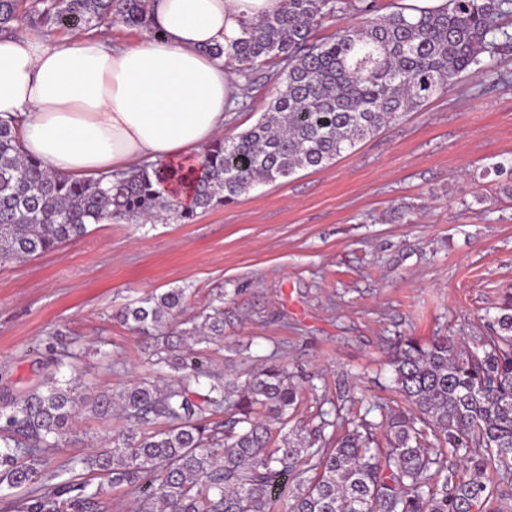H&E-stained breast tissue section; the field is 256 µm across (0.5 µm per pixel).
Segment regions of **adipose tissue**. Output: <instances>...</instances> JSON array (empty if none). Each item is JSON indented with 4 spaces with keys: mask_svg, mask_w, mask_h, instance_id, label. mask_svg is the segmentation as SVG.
Masks as SVG:
<instances>
[{
    "mask_svg": "<svg viewBox=\"0 0 512 512\" xmlns=\"http://www.w3.org/2000/svg\"><path fill=\"white\" fill-rule=\"evenodd\" d=\"M281 0H156L157 34L113 48L74 34L0 39V117L20 121V149L63 175L100 176L143 164L166 168L169 198L190 204L203 148L223 135L242 90L223 60L246 21Z\"/></svg>",
    "mask_w": 512,
    "mask_h": 512,
    "instance_id": "adipose-tissue-1",
    "label": "adipose tissue"
}]
</instances>
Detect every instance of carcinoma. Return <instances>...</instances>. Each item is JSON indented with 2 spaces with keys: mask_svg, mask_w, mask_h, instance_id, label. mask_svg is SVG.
<instances>
[{
  "mask_svg": "<svg viewBox=\"0 0 512 512\" xmlns=\"http://www.w3.org/2000/svg\"><path fill=\"white\" fill-rule=\"evenodd\" d=\"M151 0H0V34L24 20L49 32L89 33L117 18L151 33ZM512 0H448L438 13L372 16L354 0H282L246 23L230 51L206 49L253 84L272 62L281 88L261 119L205 150L190 209L164 195V173L137 169L77 178L53 172L19 146V120L0 117V261H25L77 239L105 214L118 222L188 224L260 183L321 168L405 113L445 92L498 49V16ZM362 21L330 40L320 19ZM184 288L153 293L119 317L154 340L150 374L90 393L77 353L62 350L40 380L0 393V512H102L90 471L136 495L138 512H512V295L471 347L455 336L404 340L391 360L406 403L383 414L385 443L362 417L327 435L285 427L299 389L279 364L225 383L189 341L224 344V299L180 320ZM207 393H200V388ZM228 419L211 421L213 406ZM117 412L106 450L49 469L85 412Z\"/></svg>",
  "mask_w": 512,
  "mask_h": 512,
  "instance_id": "cac0c4a2",
  "label": "carcinoma"
}]
</instances>
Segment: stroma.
I'll use <instances>...</instances> for the list:
<instances>
[{"label":"stroma","mask_w":512,"mask_h":512,"mask_svg":"<svg viewBox=\"0 0 512 512\" xmlns=\"http://www.w3.org/2000/svg\"><path fill=\"white\" fill-rule=\"evenodd\" d=\"M508 40L475 75L383 127L335 162L260 184L192 223L93 224L24 262L0 263V390L32 384L61 348L83 381L119 388L150 370V342L117 317L151 292L188 289L187 314L224 298L213 370L244 379L270 359L300 386L297 417L338 427L400 406L395 343L473 342L512 293V12ZM280 87L259 68L224 125L252 126ZM121 426L85 414L53 466Z\"/></svg>","instance_id":"obj_1"}]
</instances>
